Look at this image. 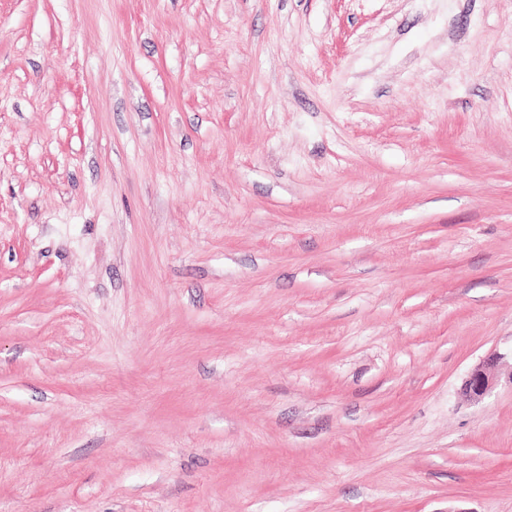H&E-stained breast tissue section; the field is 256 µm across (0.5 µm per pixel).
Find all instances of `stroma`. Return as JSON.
I'll use <instances>...</instances> for the list:
<instances>
[{"label":"stroma","instance_id":"1","mask_svg":"<svg viewBox=\"0 0 512 512\" xmlns=\"http://www.w3.org/2000/svg\"><path fill=\"white\" fill-rule=\"evenodd\" d=\"M511 372L512 0H0V512H512ZM497 359L499 356L492 354L469 371L463 381L462 391L470 400L481 401L498 382L497 376L492 371Z\"/></svg>","mask_w":512,"mask_h":512}]
</instances>
